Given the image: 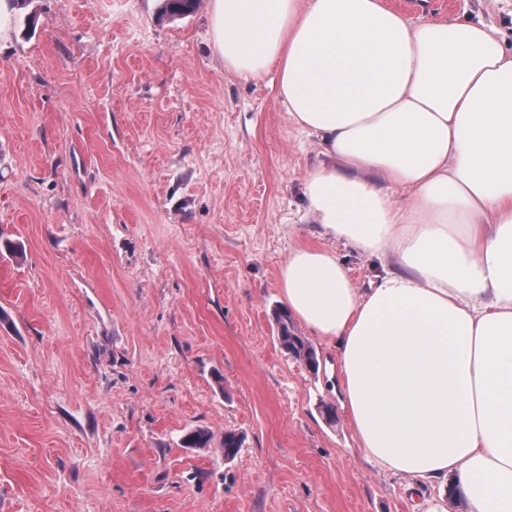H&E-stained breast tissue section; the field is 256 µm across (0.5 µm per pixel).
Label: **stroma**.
Wrapping results in <instances>:
<instances>
[{
    "mask_svg": "<svg viewBox=\"0 0 512 512\" xmlns=\"http://www.w3.org/2000/svg\"><path fill=\"white\" fill-rule=\"evenodd\" d=\"M512 44V0H386ZM0 38V512H419L438 486L369 463L318 371L281 349L277 269L336 253L303 224L322 158L277 77L227 72L206 7L30 0ZM245 439L233 459L191 430Z\"/></svg>",
    "mask_w": 512,
    "mask_h": 512,
    "instance_id": "stroma-1",
    "label": "stroma"
}]
</instances>
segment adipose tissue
<instances>
[{
    "instance_id": "obj_1",
    "label": "adipose tissue",
    "mask_w": 512,
    "mask_h": 512,
    "mask_svg": "<svg viewBox=\"0 0 512 512\" xmlns=\"http://www.w3.org/2000/svg\"><path fill=\"white\" fill-rule=\"evenodd\" d=\"M207 8L225 70L276 72L321 147L304 221L386 263L360 289L301 245L277 273L290 315L336 345L359 448L455 482L468 512H512V49L484 22H418L385 0Z\"/></svg>"
}]
</instances>
